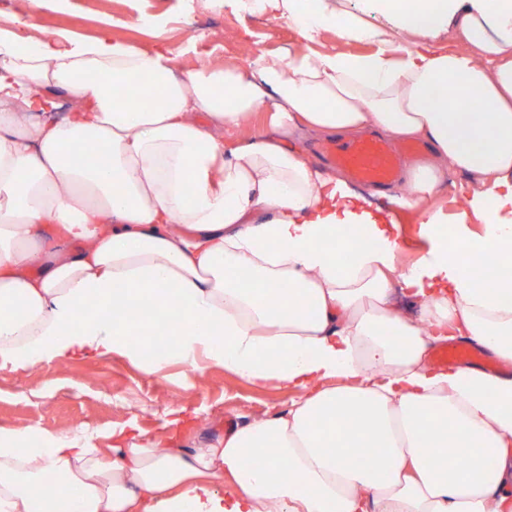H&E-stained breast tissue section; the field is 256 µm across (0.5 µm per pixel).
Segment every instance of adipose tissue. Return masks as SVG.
Instances as JSON below:
<instances>
[{
  "mask_svg": "<svg viewBox=\"0 0 512 512\" xmlns=\"http://www.w3.org/2000/svg\"><path fill=\"white\" fill-rule=\"evenodd\" d=\"M203 2L288 20L303 46L246 71L180 64L157 21L151 48L0 27V369L204 360L302 395L187 448L0 429V512H512V377L429 362L456 338L512 362V271L482 265L512 253V0ZM451 26L468 48L438 45ZM331 30L371 52L311 50ZM266 108L315 137L428 141L390 196L420 212L423 258L401 267L395 220L302 148L225 153ZM456 172L454 218L435 199ZM397 282L420 321L391 306ZM137 312L172 343L131 339Z\"/></svg>",
  "mask_w": 512,
  "mask_h": 512,
  "instance_id": "1",
  "label": "adipose tissue"
}]
</instances>
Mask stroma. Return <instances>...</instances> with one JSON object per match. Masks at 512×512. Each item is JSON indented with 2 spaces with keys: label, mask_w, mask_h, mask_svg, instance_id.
Returning a JSON list of instances; mask_svg holds the SVG:
<instances>
[{
  "label": "stroma",
  "mask_w": 512,
  "mask_h": 512,
  "mask_svg": "<svg viewBox=\"0 0 512 512\" xmlns=\"http://www.w3.org/2000/svg\"><path fill=\"white\" fill-rule=\"evenodd\" d=\"M163 21L165 42L184 62L196 65L220 61L243 66L250 53L284 55L299 44L294 27L262 14H238L231 8L181 9L176 0H112L87 8L83 0H43L25 16L19 0H0V26L27 17L34 28L93 37L104 26L115 36L150 47L153 33L136 27L139 15ZM401 265L422 257L426 242L420 235L421 215L398 211ZM290 389L258 388L223 367L203 371L175 363L156 375L142 372L118 355L78 356L30 371L0 369V428L40 427L64 433H95L96 445H112V432L168 438L173 445L222 437L227 428L253 417L288 409L297 399ZM182 412L180 425L169 422L171 410Z\"/></svg>",
  "instance_id": "obj_1"
}]
</instances>
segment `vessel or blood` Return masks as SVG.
I'll return each mask as SVG.
<instances>
[{
	"instance_id": "1",
	"label": "vessel or blood",
	"mask_w": 512,
	"mask_h": 512,
	"mask_svg": "<svg viewBox=\"0 0 512 512\" xmlns=\"http://www.w3.org/2000/svg\"><path fill=\"white\" fill-rule=\"evenodd\" d=\"M323 153L327 161L344 167L360 182L380 186L397 177L395 153L386 142L375 137L333 142L324 146ZM435 358L444 365L479 364L483 354L476 343H452L440 349Z\"/></svg>"
}]
</instances>
